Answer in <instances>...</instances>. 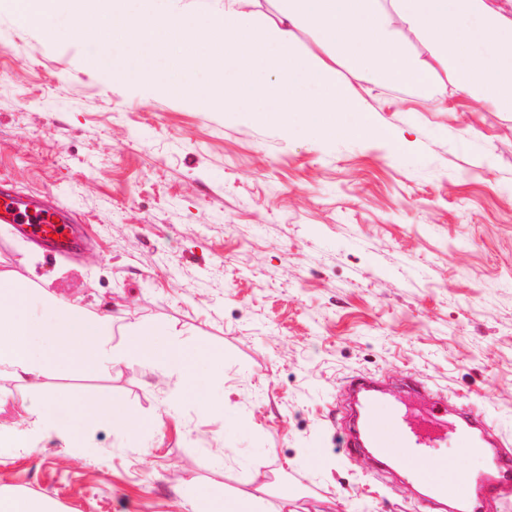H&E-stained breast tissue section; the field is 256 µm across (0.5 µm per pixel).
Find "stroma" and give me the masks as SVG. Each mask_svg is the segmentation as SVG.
<instances>
[{
	"label": "stroma",
	"instance_id": "35a3bbf8",
	"mask_svg": "<svg viewBox=\"0 0 512 512\" xmlns=\"http://www.w3.org/2000/svg\"><path fill=\"white\" fill-rule=\"evenodd\" d=\"M94 30L45 38L0 0V188L46 199L85 245L56 257L0 223V272L179 347L224 356L211 411L134 363L0 374V427L38 403L125 404L80 448L0 440V493L57 512H198L197 494L279 512H435L394 468L348 445L346 384L412 381L475 404L512 456V113L456 91L430 111L367 93L407 147L284 138L113 80Z\"/></svg>",
	"mask_w": 512,
	"mask_h": 512
}]
</instances>
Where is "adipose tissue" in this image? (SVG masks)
I'll use <instances>...</instances> for the list:
<instances>
[{"label": "adipose tissue", "instance_id": "ef3b65f1", "mask_svg": "<svg viewBox=\"0 0 512 512\" xmlns=\"http://www.w3.org/2000/svg\"><path fill=\"white\" fill-rule=\"evenodd\" d=\"M256 0H225L219 14L172 15L161 0H15L22 22L55 36L60 9L74 28L96 27L102 42L121 43L114 56L99 50L95 66L113 80L197 107H219L283 136L302 123L328 139L351 135L407 145L404 131L378 126L363 85L412 88L433 111H445L448 85L512 112V16L492 0H276L274 15ZM314 41L299 46L300 34ZM113 343L111 316L91 313L42 288L0 272V370L31 382L48 372L91 371L137 363L176 377L200 407L215 402L203 372L224 373L223 356L200 346L183 350L132 325ZM142 431L122 403L53 399L38 405L16 447L30 435L82 447L98 420Z\"/></svg>", "mask_w": 512, "mask_h": 512}]
</instances>
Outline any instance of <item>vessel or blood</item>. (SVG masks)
Returning a JSON list of instances; mask_svg holds the SVG:
<instances>
[{"label":"vessel or blood","instance_id":"b4317fda","mask_svg":"<svg viewBox=\"0 0 512 512\" xmlns=\"http://www.w3.org/2000/svg\"><path fill=\"white\" fill-rule=\"evenodd\" d=\"M0 223L27 226L31 234L54 249L74 248L77 240L68 220H54L52 212L37 200L21 201L0 193ZM361 410L354 447L368 448L378 457L398 460L412 483L425 487L432 498L453 502V512H480L484 498L505 497L512 490V458L492 453L486 422L469 405L455 411L450 426L433 422L413 423L406 411L390 408L380 413V392L365 378L353 379ZM453 446L457 452L488 458V470L479 475L447 479L429 464L436 449Z\"/></svg>","mask_w":512,"mask_h":512}]
</instances>
